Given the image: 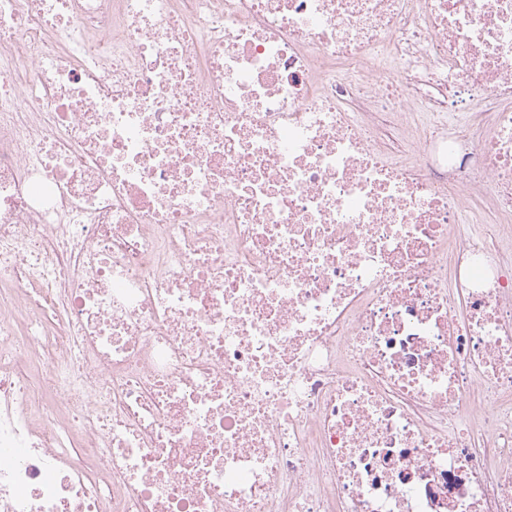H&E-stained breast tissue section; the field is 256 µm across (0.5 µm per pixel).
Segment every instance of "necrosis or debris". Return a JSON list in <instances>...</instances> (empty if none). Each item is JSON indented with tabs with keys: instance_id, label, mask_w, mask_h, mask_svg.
<instances>
[{
	"instance_id": "4bbe7bcc",
	"label": "necrosis or debris",
	"mask_w": 512,
	"mask_h": 512,
	"mask_svg": "<svg viewBox=\"0 0 512 512\" xmlns=\"http://www.w3.org/2000/svg\"><path fill=\"white\" fill-rule=\"evenodd\" d=\"M511 246L512 0H0V512H512Z\"/></svg>"
}]
</instances>
